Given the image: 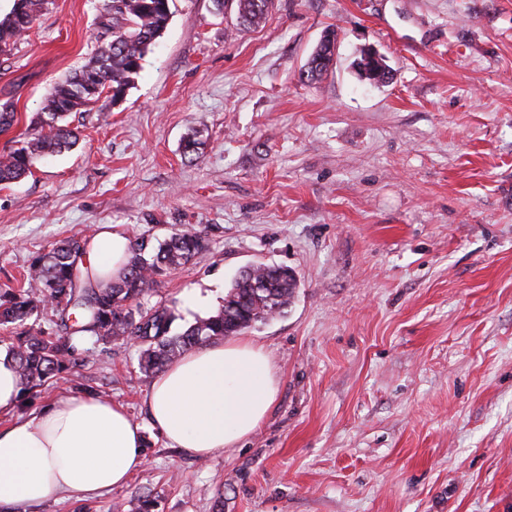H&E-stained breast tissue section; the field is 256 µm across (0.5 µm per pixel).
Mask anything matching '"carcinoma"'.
Masks as SVG:
<instances>
[{
	"label": "carcinoma",
	"mask_w": 512,
	"mask_h": 512,
	"mask_svg": "<svg viewBox=\"0 0 512 512\" xmlns=\"http://www.w3.org/2000/svg\"><path fill=\"white\" fill-rule=\"evenodd\" d=\"M272 0H237L245 27L266 19ZM51 0H15L0 19V54H8L48 10ZM169 0H104L91 57L80 69L50 84L42 111L19 147L0 153V183H10L40 159L69 151L79 141L68 118L81 112H105L123 98L142 61L164 33L170 20ZM330 69L327 48L318 46L301 79L316 81ZM16 122L13 104L0 105V133ZM85 239L65 238L31 259L18 288L0 289V329L11 334L10 352L22 389L32 391L62 377L76 366L77 344L139 345V368L154 373L185 351L212 339L238 334L266 321L290 305L298 279L279 266H256L240 273L224 295L217 313L198 318L181 333L172 332L175 315L165 304L144 301L158 279L181 268L205 248L204 233L187 227L153 242L139 237L125 275L107 285L83 280L80 265ZM60 311L62 335L31 323L46 306Z\"/></svg>",
	"instance_id": "cac0c4a2"
}]
</instances>
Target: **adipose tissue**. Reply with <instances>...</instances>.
Wrapping results in <instances>:
<instances>
[{
  "label": "adipose tissue",
  "instance_id": "obj_1",
  "mask_svg": "<svg viewBox=\"0 0 512 512\" xmlns=\"http://www.w3.org/2000/svg\"><path fill=\"white\" fill-rule=\"evenodd\" d=\"M132 240L117 224L101 225L85 245L82 270L118 280ZM270 359L251 341L214 340L191 349L152 382L145 404L153 426L199 461L239 444L276 401ZM144 435L126 408L89 396H63L0 429V507L52 496L92 500L144 469Z\"/></svg>",
  "mask_w": 512,
  "mask_h": 512
}]
</instances>
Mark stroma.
<instances>
[{"instance_id": "35a3bbf8", "label": "stroma", "mask_w": 512, "mask_h": 512, "mask_svg": "<svg viewBox=\"0 0 512 512\" xmlns=\"http://www.w3.org/2000/svg\"><path fill=\"white\" fill-rule=\"evenodd\" d=\"M100 0H52L0 56V103L40 112L95 45ZM171 20L107 117L0 185V289L54 241L117 224L208 248L164 277L175 330L195 288L222 302L240 273L295 271L285 312L244 331L278 381L261 426L207 462L170 447L129 345H83L74 378L22 396L0 426L88 392L142 427L146 466L83 502L0 512H512V0H170ZM334 63L301 80L327 29ZM389 82L362 79V49ZM197 133L198 156L182 141ZM272 0H237V13L244 27L259 26L266 19Z\"/></svg>"}]
</instances>
